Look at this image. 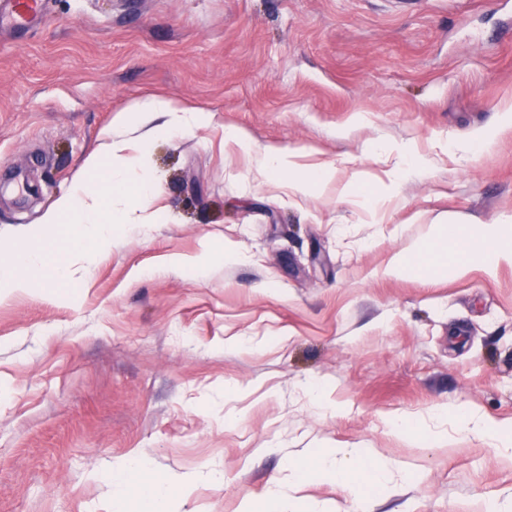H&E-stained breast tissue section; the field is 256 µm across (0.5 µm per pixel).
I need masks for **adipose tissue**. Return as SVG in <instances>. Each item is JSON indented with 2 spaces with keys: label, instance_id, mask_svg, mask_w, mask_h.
<instances>
[{
  "label": "adipose tissue",
  "instance_id": "ef3b65f1",
  "mask_svg": "<svg viewBox=\"0 0 512 512\" xmlns=\"http://www.w3.org/2000/svg\"><path fill=\"white\" fill-rule=\"evenodd\" d=\"M206 120L204 110L184 107L157 95L143 97L120 113L114 131L109 132L99 153L88 162L91 181L77 183L60 197L44 213V226L36 231L34 242L12 251L8 264L0 267V290L22 292L37 279L48 284L74 280L75 258H83L90 265L101 249L120 244L115 226L157 223V215L146 207L147 200L158 190L157 181L145 173L148 144L158 134L190 130ZM295 157V152L275 146L263 148L256 155L258 177L287 180L289 193L303 196L334 175L333 166L305 169L297 165ZM429 233L437 238L447 237L450 246L461 254V261L450 266L453 272H465L469 260L475 258L488 265L512 263V249L500 246L506 234L503 225L485 226L477 242L460 232L448 233L443 224L431 226ZM454 418L462 431L485 446L512 447L511 426L496 423L463 406L456 409ZM314 473L340 487L355 490L352 512H368L365 496L356 491L362 478H370L382 486L389 482L387 466L375 464L371 453L364 448H335L319 455L314 467L294 466L293 485L303 484ZM172 485V479L148 477L139 463L131 462L124 467L117 493L143 499L151 512H168V492Z\"/></svg>",
  "mask_w": 512,
  "mask_h": 512
}]
</instances>
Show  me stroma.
Returning <instances> with one entry per match:
<instances>
[{
    "label": "stroma",
    "instance_id": "obj_1",
    "mask_svg": "<svg viewBox=\"0 0 512 512\" xmlns=\"http://www.w3.org/2000/svg\"><path fill=\"white\" fill-rule=\"evenodd\" d=\"M148 95L211 113L151 143L149 208L173 223L126 229L75 284L0 299V512H144L113 496L132 458L204 473L181 512L273 490L283 512H348L336 485L288 489L290 461L337 447L390 465L395 492L362 488L371 512H512V447L448 416L512 423V264L381 274L444 216L512 228V0H48L0 39V247ZM230 129L335 177L290 196ZM398 145L421 167L396 200L352 188L387 180ZM454 418L462 431L471 434L485 446L491 448L512 447V428L510 424L496 423L475 414L464 406L456 409Z\"/></svg>",
    "mask_w": 512,
    "mask_h": 512
}]
</instances>
